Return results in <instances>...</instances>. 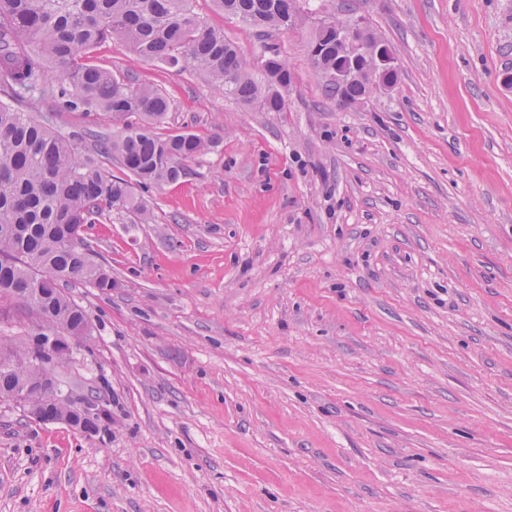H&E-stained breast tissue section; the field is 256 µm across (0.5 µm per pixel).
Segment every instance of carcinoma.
I'll use <instances>...</instances> for the list:
<instances>
[{"mask_svg": "<svg viewBox=\"0 0 512 512\" xmlns=\"http://www.w3.org/2000/svg\"><path fill=\"white\" fill-rule=\"evenodd\" d=\"M215 2L246 25L288 28V0ZM108 39L124 42L140 59L197 70L224 96L268 112L283 109L278 86L290 79L273 54L263 65L264 83L256 82L237 47L194 13L192 0H0V93L13 101L0 103V318L13 307L42 312L69 336H85L89 326L66 286L114 288L88 244L76 251L71 241L112 211L149 223L132 182L174 184L184 162L218 144L189 132L158 133L170 108L160 89L135 88L87 63ZM49 71L64 85L53 88ZM327 88L340 106L370 93L356 82ZM34 99H50L59 111H102L122 126L110 138L97 136L88 153L57 132L50 117L24 111ZM109 155L118 158L121 174L103 167Z\"/></svg>", "mask_w": 512, "mask_h": 512, "instance_id": "cac0c4a2", "label": "carcinoma"}]
</instances>
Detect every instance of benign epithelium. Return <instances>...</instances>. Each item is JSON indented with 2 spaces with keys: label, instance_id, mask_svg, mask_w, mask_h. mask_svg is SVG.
I'll use <instances>...</instances> for the list:
<instances>
[{
  "label": "benign epithelium",
  "instance_id": "1",
  "mask_svg": "<svg viewBox=\"0 0 512 512\" xmlns=\"http://www.w3.org/2000/svg\"><path fill=\"white\" fill-rule=\"evenodd\" d=\"M330 25L336 29V65L324 70L325 80L338 88L355 80L372 86L376 92L392 88L396 65L391 47L362 20H338ZM365 55L375 58L374 66L367 68L358 64ZM31 326L23 354L16 356L12 351L0 349L1 359H13L15 364H23L28 369L10 389L0 393V398L32 411L40 423L53 424L59 422L56 404L60 402V395L50 370L66 363L74 346L82 340L45 329L44 315L40 313L34 315ZM34 396L42 399L40 405L29 402ZM67 401L81 415L82 432L89 437L96 435V426L105 415V402L94 406L85 400V395L73 392L67 396Z\"/></svg>",
  "mask_w": 512,
  "mask_h": 512
}]
</instances>
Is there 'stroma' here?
Listing matches in <instances>:
<instances>
[{"mask_svg":"<svg viewBox=\"0 0 512 512\" xmlns=\"http://www.w3.org/2000/svg\"><path fill=\"white\" fill-rule=\"evenodd\" d=\"M299 5L264 33L192 3L254 75L285 60L279 112L92 51L166 94L163 132L220 144L135 186L149 223L87 229L116 286H68L92 340L57 375L111 414L89 438L0 402V512H512V0ZM323 19L370 25L394 86L337 106ZM53 126L86 149L114 129Z\"/></svg>","mask_w":512,"mask_h":512,"instance_id":"35a3bbf8","label":"stroma"}]
</instances>
